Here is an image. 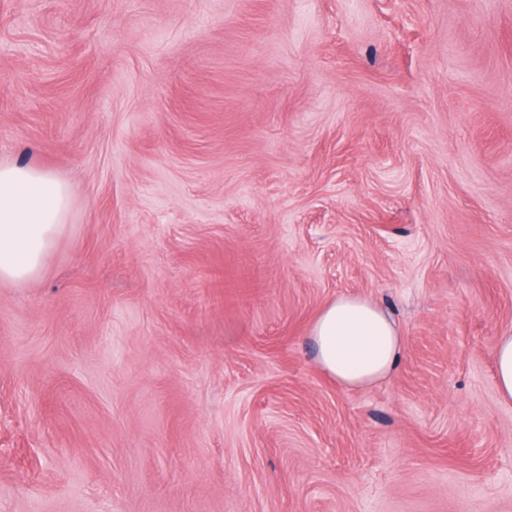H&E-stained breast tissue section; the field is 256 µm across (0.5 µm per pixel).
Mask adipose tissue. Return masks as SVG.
I'll return each mask as SVG.
<instances>
[{
    "label": "adipose tissue",
    "mask_w": 512,
    "mask_h": 512,
    "mask_svg": "<svg viewBox=\"0 0 512 512\" xmlns=\"http://www.w3.org/2000/svg\"><path fill=\"white\" fill-rule=\"evenodd\" d=\"M71 209L66 183L32 165L0 164V281L23 282L40 271ZM316 360L344 388L386 379L402 357L399 332L374 302L340 296L312 325Z\"/></svg>",
    "instance_id": "adipose-tissue-1"
}]
</instances>
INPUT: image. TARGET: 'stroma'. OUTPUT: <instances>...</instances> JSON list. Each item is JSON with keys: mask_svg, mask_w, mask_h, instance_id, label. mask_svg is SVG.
Listing matches in <instances>:
<instances>
[{"mask_svg": "<svg viewBox=\"0 0 512 512\" xmlns=\"http://www.w3.org/2000/svg\"><path fill=\"white\" fill-rule=\"evenodd\" d=\"M1 161L72 205L0 281V512H512V0H0ZM310 336L318 364L347 389L386 379L402 357L395 323L376 303L359 297L339 296L328 302ZM495 377L500 398L505 402H512V334H504L499 338Z\"/></svg>", "mask_w": 512, "mask_h": 512, "instance_id": "obj_1", "label": "stroma"}]
</instances>
